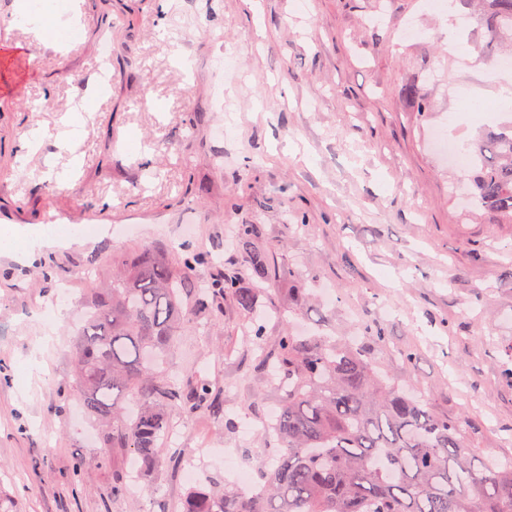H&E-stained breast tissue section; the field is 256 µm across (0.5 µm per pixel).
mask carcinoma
I'll return each instance as SVG.
<instances>
[{"label":"carcinoma","mask_w":512,"mask_h":512,"mask_svg":"<svg viewBox=\"0 0 512 512\" xmlns=\"http://www.w3.org/2000/svg\"><path fill=\"white\" fill-rule=\"evenodd\" d=\"M481 2L490 40L512 33V0ZM472 154L478 166L464 198L511 224L512 124L473 143ZM231 234L253 276L281 277L276 247L255 246L256 225ZM136 254L112 257L111 277L77 305L74 379L102 447L125 450L140 463L137 478L149 481L167 455L172 412L222 414L212 381L190 370L177 379L168 373L190 317L214 316L227 297L249 317L253 348L265 349L258 296L236 272L193 286L189 274L210 261L206 253L173 259L144 244ZM273 362L281 395L270 431L279 448L262 473L261 495L214 482L159 512H512V457L482 462L463 420L431 414L362 347L286 333ZM130 481L114 473L112 497H128Z\"/></svg>","instance_id":"cac0c4a2"}]
</instances>
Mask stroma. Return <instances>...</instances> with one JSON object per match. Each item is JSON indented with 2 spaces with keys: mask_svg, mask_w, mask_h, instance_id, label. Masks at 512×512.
<instances>
[{
  "mask_svg": "<svg viewBox=\"0 0 512 512\" xmlns=\"http://www.w3.org/2000/svg\"><path fill=\"white\" fill-rule=\"evenodd\" d=\"M28 4L0 0V227L101 232L35 261L0 254V512H158L182 494L177 469L143 483L142 498H113L128 454L87 441L93 419L70 421L82 398L77 314L59 286L82 296L112 255L142 244L208 252L190 274L200 284L238 272L270 312L268 348L287 332L355 339L435 415L464 418L469 447L512 456V224L465 208L471 169L432 146L439 128L462 146L498 125L462 109L495 102L490 76L512 49L488 46L478 16L455 54L447 17L426 0H74L76 37L46 41L16 21ZM411 20L423 39H406ZM81 105L74 166L52 134ZM34 125L49 137L20 161ZM51 165L72 177L48 193L39 175ZM231 224L257 225L285 278L256 280ZM245 324L225 301L193 320L170 360L221 386L224 415L178 418L167 453L204 449L192 460L201 478L226 484L225 449L276 445L262 425L278 390Z\"/></svg>",
  "mask_w": 512,
  "mask_h": 512,
  "instance_id": "35a3bbf8",
  "label": "stroma"
}]
</instances>
